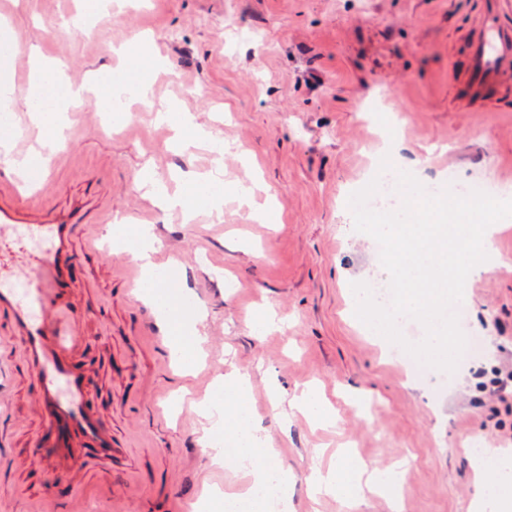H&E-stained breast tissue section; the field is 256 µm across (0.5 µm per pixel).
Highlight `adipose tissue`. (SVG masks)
Returning a JSON list of instances; mask_svg holds the SVG:
<instances>
[{
  "label": "adipose tissue",
  "instance_id": "ef3b65f1",
  "mask_svg": "<svg viewBox=\"0 0 512 512\" xmlns=\"http://www.w3.org/2000/svg\"><path fill=\"white\" fill-rule=\"evenodd\" d=\"M249 374L237 371L224 377V438L235 449L236 468L249 477L246 488L236 494H214L216 508L231 506L233 512H267L268 502L259 493L268 482H277V505L291 512L288 473L278 466L277 452L253 424L249 405ZM476 490L468 512H512V448H482L470 457ZM308 480L313 497L333 496L358 512L367 495L387 497L393 505L403 498V479L395 470L371 468L351 450H341L334 466L313 467Z\"/></svg>",
  "mask_w": 512,
  "mask_h": 512
}]
</instances>
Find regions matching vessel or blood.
<instances>
[{
    "mask_svg": "<svg viewBox=\"0 0 512 512\" xmlns=\"http://www.w3.org/2000/svg\"><path fill=\"white\" fill-rule=\"evenodd\" d=\"M509 9L512 0H481L465 42L468 98L494 102L512 86V24L501 19ZM46 181L44 168L28 169L15 174L11 192L30 199ZM89 216L82 206L24 220L16 209L0 204V235L22 226L48 244L30 271L18 273L0 263V315L10 319L12 340L35 377L49 467L68 487L64 493L52 491L55 512H84L81 498L70 491L84 479L78 459L108 461L113 456L112 432L89 399L88 379L73 358L83 338L69 302L79 261L72 233Z\"/></svg>",
    "mask_w": 512,
    "mask_h": 512,
    "instance_id": "vessel-or-blood-1",
    "label": "vessel or blood"
}]
</instances>
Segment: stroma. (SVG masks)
<instances>
[{
  "label": "stroma",
  "instance_id": "35a3bbf8",
  "mask_svg": "<svg viewBox=\"0 0 512 512\" xmlns=\"http://www.w3.org/2000/svg\"><path fill=\"white\" fill-rule=\"evenodd\" d=\"M477 0H134L111 12L94 35L41 36L44 23L81 14L82 0H13L10 26L19 60L0 77L26 95L31 50L53 59L61 80L91 84L113 69L117 45L149 62L153 105L128 100L122 125L92 103L68 107L69 134L34 207L56 210L92 198L111 231L115 216L153 225L160 255L190 270L168 290L189 291L202 349L193 371L175 363L157 311L130 286L142 277L130 255L82 253L72 308L85 344L91 400L121 449L112 468L86 461L105 483L80 490L85 512H213L210 489L239 487L232 472L200 448L223 433L203 405L223 402L229 367L250 374L254 421L292 471L293 512H348L333 497L312 498L311 466L347 444L369 465L404 475L402 512H467L474 475L470 441L512 448V411L478 385L512 364V227L496 240L497 264L463 294L462 332L483 339L454 373L410 368L350 313L351 285L387 278L371 236L355 231L347 205L380 167L376 138L398 128L395 152L418 180L477 176L502 183L512 200V87L502 103L479 106L458 94L462 42ZM235 19L253 34L237 41ZM193 116L211 140L231 145L222 180L256 173L254 202L280 221L250 218L223 199L192 214L165 211L140 184L144 169L174 185L208 173V148L176 142L154 104ZM77 226L74 246L87 231ZM277 315L268 333L252 325ZM313 385L341 417L337 430L300 414L281 417L271 392L290 397ZM34 379L17 350L0 348V512H29L55 481L34 450L41 435ZM24 454L25 468L14 458Z\"/></svg>",
  "mask_w": 512,
  "mask_h": 512
}]
</instances>
